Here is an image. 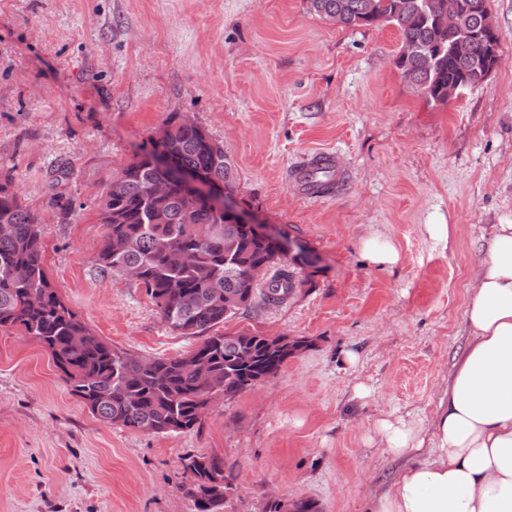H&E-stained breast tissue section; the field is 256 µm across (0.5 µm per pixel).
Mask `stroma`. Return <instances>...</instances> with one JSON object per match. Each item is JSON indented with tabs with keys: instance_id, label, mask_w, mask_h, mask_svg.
Instances as JSON below:
<instances>
[{
	"instance_id": "1",
	"label": "stroma",
	"mask_w": 512,
	"mask_h": 512,
	"mask_svg": "<svg viewBox=\"0 0 512 512\" xmlns=\"http://www.w3.org/2000/svg\"><path fill=\"white\" fill-rule=\"evenodd\" d=\"M488 8L497 67L433 106L393 64L394 25L347 28L309 0H0V178L41 217L46 273L96 336L145 357L197 343L169 330L135 282L93 266L106 234L97 190L173 115L223 142L240 205L316 259L287 305L224 325L304 350L217 396L182 432L99 420L47 350L0 329V512H197L181 491L191 454L223 461L231 512H268L273 496L368 512L418 459L384 452L377 424L401 415L430 427L467 344L481 236L512 224V0ZM328 150L349 186L301 199L289 167ZM58 162L73 170L66 217L50 184ZM432 224L455 231L440 238ZM372 236L397 248V265L365 257Z\"/></svg>"
}]
</instances>
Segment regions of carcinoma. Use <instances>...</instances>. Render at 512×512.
I'll return each instance as SVG.
<instances>
[{"label": "carcinoma", "mask_w": 512, "mask_h": 512, "mask_svg": "<svg viewBox=\"0 0 512 512\" xmlns=\"http://www.w3.org/2000/svg\"><path fill=\"white\" fill-rule=\"evenodd\" d=\"M468 2L309 0L315 13L347 27L395 25L402 46L394 65L411 76L429 105L447 104L451 83L472 87L485 82L474 57L486 54L488 43H477L471 57L452 53L458 39L493 26L489 11L476 14L468 9ZM450 11L461 15L455 31L437 25V18ZM164 130L161 140L150 139V149L120 168V179L104 185L99 214L107 232L93 265L103 277L125 266L140 269L137 285L145 288L166 326L200 338L194 350L206 360L202 370L188 369L180 357H150L145 363L130 360L95 336L47 276L38 218L22 205L9 180L0 182V327H19L50 352L71 394L92 415L154 435L189 430L201 421L199 409L211 396L233 397L275 376L291 353L271 351L263 335H231L218 326L240 311L282 306L306 283L299 278L298 258L278 256L270 244L232 217L216 213L206 199L189 198L179 184L172 185L163 207L151 205L146 185L164 175L154 162L158 152L184 168L201 171L215 185L235 189L233 164L226 154L214 156L213 137L204 128L183 126L173 117ZM115 240H125L130 247L115 255ZM175 246L194 251L190 265L168 264L167 251ZM257 265L273 271L263 288L249 277V270ZM33 292L42 296L36 305L29 301ZM73 336L88 340L74 348L69 344ZM185 468L194 478L182 490L197 512H228L234 487L224 475L223 462L189 455ZM217 480L224 487L222 497L207 494L208 484Z\"/></svg>", "instance_id": "1"}]
</instances>
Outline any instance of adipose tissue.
Segmentation results:
<instances>
[{
  "instance_id": "obj_1",
  "label": "adipose tissue",
  "mask_w": 512,
  "mask_h": 512,
  "mask_svg": "<svg viewBox=\"0 0 512 512\" xmlns=\"http://www.w3.org/2000/svg\"><path fill=\"white\" fill-rule=\"evenodd\" d=\"M464 311L468 345L448 379L430 438L415 422H379L386 452L423 453L370 512H512V224L489 225Z\"/></svg>"
}]
</instances>
